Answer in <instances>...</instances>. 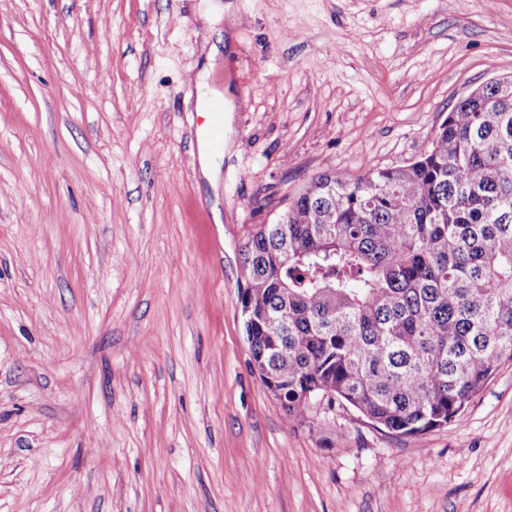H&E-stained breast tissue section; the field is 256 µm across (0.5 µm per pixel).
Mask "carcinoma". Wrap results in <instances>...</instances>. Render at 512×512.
Returning a JSON list of instances; mask_svg holds the SVG:
<instances>
[{
    "label": "carcinoma",
    "instance_id": "obj_1",
    "mask_svg": "<svg viewBox=\"0 0 512 512\" xmlns=\"http://www.w3.org/2000/svg\"><path fill=\"white\" fill-rule=\"evenodd\" d=\"M244 272L251 356L289 416L329 392L400 435L457 417L512 361V76L460 100L418 160L311 178Z\"/></svg>",
    "mask_w": 512,
    "mask_h": 512
}]
</instances>
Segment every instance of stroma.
I'll return each mask as SVG.
<instances>
[{
	"label": "stroma",
	"instance_id": "1",
	"mask_svg": "<svg viewBox=\"0 0 512 512\" xmlns=\"http://www.w3.org/2000/svg\"><path fill=\"white\" fill-rule=\"evenodd\" d=\"M215 2L0 0V512H512V362L423 434L293 419L240 304L308 180L413 162L512 75V0ZM208 76L207 70L199 73V80L197 84V109L199 112H208L209 129H210V145L213 150L219 151L224 147V114L222 122V113L231 112L234 108V103L231 98L225 96L224 100H214L210 104L212 92L208 88L206 79ZM209 104V107H208Z\"/></svg>",
	"mask_w": 512,
	"mask_h": 512
}]
</instances>
